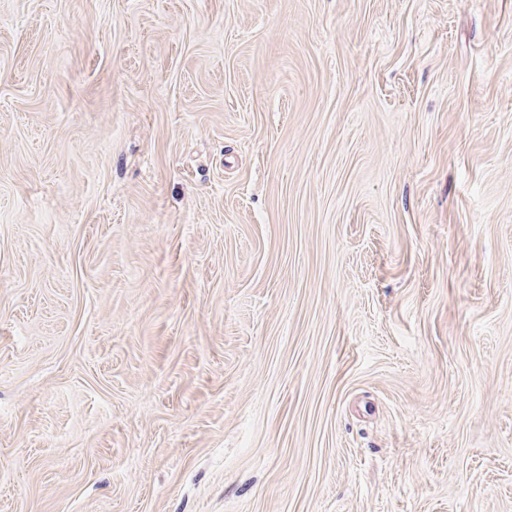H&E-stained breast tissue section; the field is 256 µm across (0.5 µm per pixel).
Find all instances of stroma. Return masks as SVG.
<instances>
[{
	"mask_svg": "<svg viewBox=\"0 0 512 512\" xmlns=\"http://www.w3.org/2000/svg\"><path fill=\"white\" fill-rule=\"evenodd\" d=\"M0 512H512V0H0Z\"/></svg>",
	"mask_w": 512,
	"mask_h": 512,
	"instance_id": "1",
	"label": "stroma"
}]
</instances>
